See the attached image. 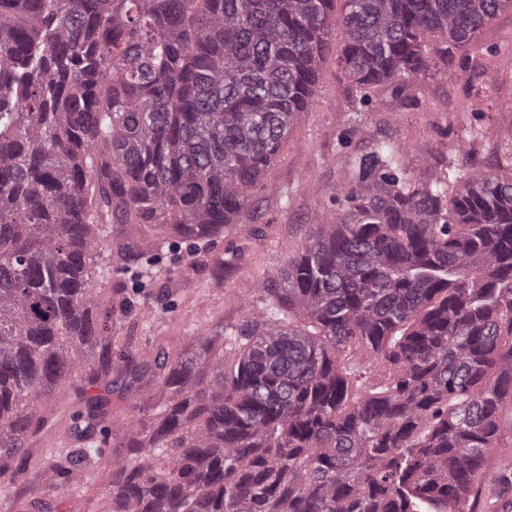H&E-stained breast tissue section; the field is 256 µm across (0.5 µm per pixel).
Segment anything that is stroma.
Instances as JSON below:
<instances>
[{
    "label": "stroma",
    "instance_id": "stroma-1",
    "mask_svg": "<svg viewBox=\"0 0 512 512\" xmlns=\"http://www.w3.org/2000/svg\"><path fill=\"white\" fill-rule=\"evenodd\" d=\"M347 38L334 27L319 62L311 107L280 147L262 179L255 202L215 244L175 248L158 236L144 238L163 260L131 284L118 255L103 251L97 264L109 271L102 293L128 289L131 302L115 309L112 333L152 360L157 348L187 350L200 336L239 322L261 309L263 281L276 277L348 183V158L386 140L402 152L414 177L455 165L497 171L512 151V12L498 15L482 34V48L448 76H429L401 90L381 85L371 111L358 112L341 73L339 52ZM479 137H470L473 125ZM352 129L344 151L339 133ZM111 466H102L92 485L48 498L44 512H109L106 489Z\"/></svg>",
    "mask_w": 512,
    "mask_h": 512
}]
</instances>
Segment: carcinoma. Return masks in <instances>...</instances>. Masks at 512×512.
<instances>
[{"instance_id":"1","label":"carcinoma","mask_w":512,"mask_h":512,"mask_svg":"<svg viewBox=\"0 0 512 512\" xmlns=\"http://www.w3.org/2000/svg\"><path fill=\"white\" fill-rule=\"evenodd\" d=\"M0 0V483L63 383L79 407L53 485L112 465L110 512H512L488 449L512 401L506 175H410L378 141L269 303L156 365L114 429L112 300L91 265L112 225L214 239L254 203L308 111L336 24L368 112L469 61L512 0ZM130 279L161 261L128 247ZM391 375L378 383L345 349ZM110 380L111 377L101 381V383H99L97 387L93 388L90 393L105 395L111 399L113 420L117 424L116 427H119L121 424H123L129 416L135 414V412L130 408L131 403H134L133 397H135V395L144 399L150 397L157 391L154 382L151 381L150 378L146 377L140 383L135 384V387L130 392L120 391L114 385H112L111 394L107 391L108 382Z\"/></svg>"}]
</instances>
